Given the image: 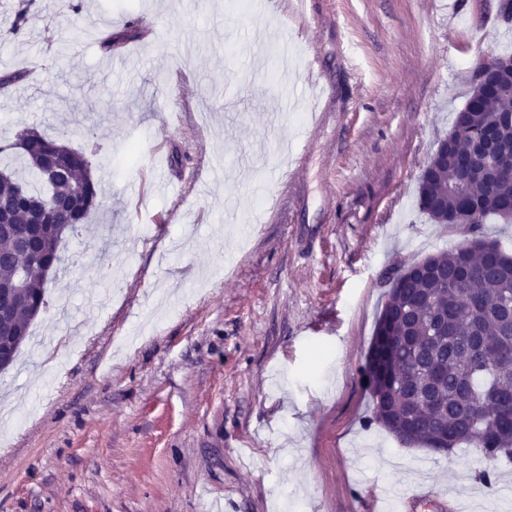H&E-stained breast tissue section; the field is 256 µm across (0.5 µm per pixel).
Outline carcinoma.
<instances>
[{"mask_svg":"<svg viewBox=\"0 0 512 512\" xmlns=\"http://www.w3.org/2000/svg\"><path fill=\"white\" fill-rule=\"evenodd\" d=\"M492 128L499 148L512 147V87L473 86L452 128ZM16 155L28 178L0 164V216L16 235L24 234L36 211L45 213L44 234L33 240L34 255L53 268L62 263L66 234L79 236L96 205L91 162L45 132L26 128L13 143L0 145V156ZM448 152V167L419 178L420 210L436 224L444 217L433 200L448 197V209L465 204L483 216L512 217V169L486 176L489 159L481 152L458 162ZM68 200L59 211L54 201ZM24 279L10 325L0 329V348L19 354L30 339L36 315L46 305L47 282L31 254L17 240L0 239V288H13L17 271ZM413 272L396 275L377 320L366 358L372 401L371 421L393 436L396 425L411 423L415 445L432 448L437 434L448 433V447L461 444L490 461H512V398H501L512 384V256L483 235L467 236L455 247L412 263Z\"/></svg>","mask_w":512,"mask_h":512,"instance_id":"cac0c4a2","label":"carcinoma"}]
</instances>
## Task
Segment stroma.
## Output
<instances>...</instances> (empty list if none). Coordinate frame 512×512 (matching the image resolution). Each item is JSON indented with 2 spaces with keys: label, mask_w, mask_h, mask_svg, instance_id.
Returning <instances> with one entry per match:
<instances>
[{
  "label": "stroma",
  "mask_w": 512,
  "mask_h": 512,
  "mask_svg": "<svg viewBox=\"0 0 512 512\" xmlns=\"http://www.w3.org/2000/svg\"><path fill=\"white\" fill-rule=\"evenodd\" d=\"M18 2L0 73L40 75L0 89V143L47 131L100 195L0 372V512H355L353 482L423 475L512 512V463L401 445L364 383L395 271L463 238L418 183L477 59L512 55L499 0H312L307 36L291 0H32L14 35ZM287 150L307 161L291 191Z\"/></svg>",
  "instance_id": "stroma-1"
}]
</instances>
